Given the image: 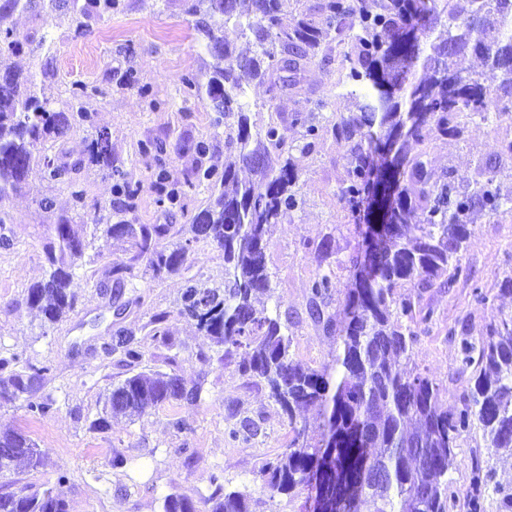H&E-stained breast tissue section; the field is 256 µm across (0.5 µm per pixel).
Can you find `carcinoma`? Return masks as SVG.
<instances>
[{
    "label": "carcinoma",
    "mask_w": 512,
    "mask_h": 512,
    "mask_svg": "<svg viewBox=\"0 0 512 512\" xmlns=\"http://www.w3.org/2000/svg\"><path fill=\"white\" fill-rule=\"evenodd\" d=\"M285 0H248L249 16L241 22V0H185V12L206 41L215 65L206 81L184 82L206 95L215 124L230 128V151L224 171L205 169L187 179L206 182L210 203L188 224L192 238L163 243L167 224L112 222V214L96 212L95 230L107 239L129 244L133 259H144L153 276L177 273L187 259L191 239H208L224 251V285L201 281L187 286L181 314L224 348V355L242 349L244 373L264 382L292 432L289 451L265 463L260 473L273 493L288 495L299 488L315 490L314 512H359L369 499L374 512H448V470L463 434L482 431L484 447L512 448V316L501 317L488 335L461 340L464 368H474V382L459 395L461 407L448 409L439 386L416 370L396 365L411 359L415 344L429 328L433 312L416 310L414 293L449 288L463 273L461 255L470 235L467 217L483 211L491 217L512 213V193L502 191L497 167L482 168L480 178H460L453 169L435 174L421 154L410 148L431 138L463 137L466 118L499 121L512 108V0H470L465 19L457 0H316L292 26L282 22ZM116 0H73L85 18L112 14ZM235 21L252 43L254 55L235 53L224 41V25ZM347 43L341 65L365 97L360 114L343 116L331 128L336 142L351 156L346 186L341 190L361 235L376 237V251L351 258L354 286L345 304L348 322L341 329L343 351L336 358L340 378L331 382L328 369H314L293 358L288 325L280 314L255 306L270 291L265 250L268 227L298 206L292 187L295 164L284 155L287 140L276 123L252 130L246 90L254 82H270L285 91L298 84L301 66L327 53L332 43ZM24 50L10 31L0 35V199L25 183L31 162L38 158L47 179L72 181L89 163L112 176V145L92 138L87 160L36 156L40 146L67 135L76 123L90 120L86 112L56 111L31 87L34 78L7 65ZM474 55L480 72H463L457 59ZM395 145L396 196L385 223L377 230L364 209L372 196V176L387 165L384 141ZM280 159L271 164V156ZM249 177H240L241 172ZM140 187L115 184L123 198L122 212L131 213ZM85 242L69 219L58 217L54 235L43 246L48 277L28 290L27 302L51 323L75 306L70 292L72 268ZM334 288L331 277L311 280L310 317L319 322ZM112 350L128 362L142 357L138 340L123 330ZM45 367L28 365L0 377V402L32 395L44 379ZM200 388L188 387L175 375L139 372L114 386L107 396L110 412L139 416L171 400L196 402ZM315 411L324 418L320 436L335 439V456L327 459L322 444L312 441L298 414ZM260 425L245 417L229 431L230 438L249 440ZM0 474L29 460L35 444L21 431L0 430ZM492 475L474 467L468 494L469 512H483L486 490L498 495V512H512V488L490 487ZM250 497L226 491L221 484L204 501L206 512H252ZM165 512H199L182 494H170ZM0 512H68L65 500L50 491L0 493Z\"/></svg>",
    "instance_id": "obj_1"
}]
</instances>
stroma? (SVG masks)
I'll list each match as a JSON object with an SVG mask.
<instances>
[{
	"label": "stroma",
	"instance_id": "35a3bbf8",
	"mask_svg": "<svg viewBox=\"0 0 512 512\" xmlns=\"http://www.w3.org/2000/svg\"><path fill=\"white\" fill-rule=\"evenodd\" d=\"M6 28L26 42L13 65L34 75L38 96L53 109L68 108L74 83L87 87L78 105L90 113L92 125L74 127L50 143L49 154L68 161L81 158L93 131L104 130L112 139L113 169L121 180L141 188L129 216L132 223L168 224L176 230L207 206L208 186L187 179L198 168L223 171L228 152L224 130L214 126L206 100L183 81L188 74H207L213 62L184 0H119L112 15L88 20L81 19L72 0H59L54 7L34 0L28 8L1 9L0 29ZM351 88L336 63L325 66L315 59L295 87L278 91L254 83L247 89L252 125L273 121L284 126L298 170L294 189L303 200L270 228L266 267L271 290L259 301L267 311L289 315L291 353L315 368L333 364L341 350L337 330L345 321L354 279L350 259L362 243L340 198L351 158L330 131L340 117L358 110L362 97ZM311 114L323 129L307 151L301 120ZM156 138L166 140V152L144 150V143ZM511 138L512 120H475L463 140L433 138L422 150L434 171L452 167L474 180L500 141ZM199 140L207 142L206 153L190 150V143ZM161 172L166 175L162 184L157 181ZM78 182L89 204L84 211L73 208L70 187L49 182L37 162L23 188L0 199V212L8 217L0 235L10 240L9 246H0V359L16 369L46 367L32 398L52 403L38 416L30 414L23 398L0 406V429L26 432L44 457L43 467L0 476V492L50 488L66 500L69 512H164L168 495L182 494L200 505L219 483L257 500L255 512H310L309 491L270 494L259 473L264 462L286 452L292 437L264 384L240 372L242 354L225 356L222 347L179 313L190 281L223 284V250L203 238L192 241L179 273L152 277L145 261L133 260L127 243L93 236L94 206L117 202L112 180L90 166L79 172ZM164 187L181 190L176 203H161ZM44 197L53 200L52 211L41 209ZM62 215L89 247L75 262L73 311L49 324L26 297L28 288L47 274L43 246ZM470 231L461 259L466 276L416 300L417 307L432 311L433 321L413 361L419 372L447 389L452 409L472 377L462 368V337L478 340L500 316L512 315V293L502 290L512 279V213L474 215ZM119 263L132 266L121 283L112 274ZM318 274L330 275L335 283L324 309L333 323L329 330L308 314L310 282ZM160 312L168 318L164 336L158 337L152 319ZM119 330L133 332L140 341L138 362H123L112 351L111 338ZM150 371L174 373L199 386V400L170 401L132 419L108 417V430H93L92 422L106 417L112 386ZM244 416L259 422L260 434L248 441L230 440L229 429ZM117 456L124 458V466L113 467ZM477 465L493 469L496 482L512 485V450L485 447L481 431L472 430L460 438L448 473L449 512H468L465 493Z\"/></svg>",
	"mask_w": 512,
	"mask_h": 512
}]
</instances>
